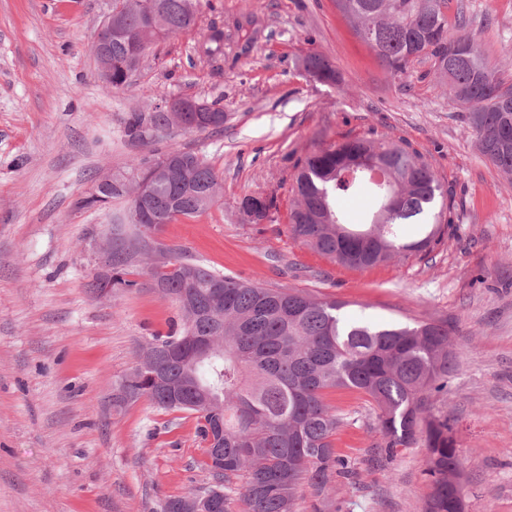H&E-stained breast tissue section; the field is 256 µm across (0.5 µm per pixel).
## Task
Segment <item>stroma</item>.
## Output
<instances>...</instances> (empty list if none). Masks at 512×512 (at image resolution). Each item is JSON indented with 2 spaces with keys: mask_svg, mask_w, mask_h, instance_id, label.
Here are the masks:
<instances>
[{
  "mask_svg": "<svg viewBox=\"0 0 512 512\" xmlns=\"http://www.w3.org/2000/svg\"><path fill=\"white\" fill-rule=\"evenodd\" d=\"M487 59L512 84V0H463ZM108 0H0V512H160L211 484L197 420L147 400L114 402L152 334L179 316L147 276L91 294L97 248L124 215L79 202L101 172L174 148L203 156L221 198L165 225L159 239L196 263L267 287L345 302L375 323L447 321L460 367L448 419L465 512H512V174L480 153L447 84L423 58L386 74L333 0H199L196 28L160 43L122 91L99 79L91 45ZM224 33V59L205 53ZM312 53L337 81L309 77ZM219 103L222 131L172 130L128 144L121 120L173 97ZM389 134L424 154L448 188V228L428 253L353 269L288 231L294 166L316 146ZM276 207L245 221L241 200ZM355 422L336 447L354 467L339 512H422L426 450L371 462L381 441L363 395L330 394Z\"/></svg>",
  "mask_w": 512,
  "mask_h": 512,
  "instance_id": "35a3bbf8",
  "label": "stroma"
}]
</instances>
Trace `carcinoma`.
<instances>
[{"instance_id": "carcinoma-1", "label": "carcinoma", "mask_w": 512, "mask_h": 512, "mask_svg": "<svg viewBox=\"0 0 512 512\" xmlns=\"http://www.w3.org/2000/svg\"><path fill=\"white\" fill-rule=\"evenodd\" d=\"M144 0H129L121 27L131 41H112V85L121 90L133 73V40H151ZM167 35L186 30L197 0H161ZM375 52L393 78L408 76L413 62L428 58L448 79L449 100L464 108L463 120L483 156L512 173V86H504L485 59L463 18L448 22L449 0H333ZM322 83L336 82V68L320 55L303 61ZM159 108L133 109L122 122L131 144L165 130ZM188 182L159 175L150 164L130 174L151 182L143 201L129 202L126 219L156 228L209 208L219 179L196 152L182 153ZM368 184L379 206H394L386 224L361 228L345 223L340 197ZM289 232L300 244L344 265L367 268L396 257L427 253L445 233L442 217L448 190L409 143L354 137L316 147L301 158L291 186ZM126 197V185L92 190L80 206H102L100 196ZM417 224L415 237L405 226ZM168 261L144 266L142 273L163 286L164 297L179 304L181 327L150 340L153 355L124 378L116 401L146 398L165 411L196 416L197 434L224 440V463L204 448L203 465L213 483L204 490L231 512L233 483L243 480L245 512H293L306 490L311 512H329L336 480L350 479L349 458L335 448V437L349 423L328 401L336 390L356 391L376 412L383 442L377 450L392 456L401 448L427 449L425 473L430 493L424 512H460L458 488L448 473L460 470L448 404L457 353L448 323L373 324L351 320L334 298H313L288 288L263 287L215 273L177 248H162ZM138 264L124 249L112 251V287L135 288L128 279ZM199 496L171 498L163 512H186Z\"/></svg>"}]
</instances>
